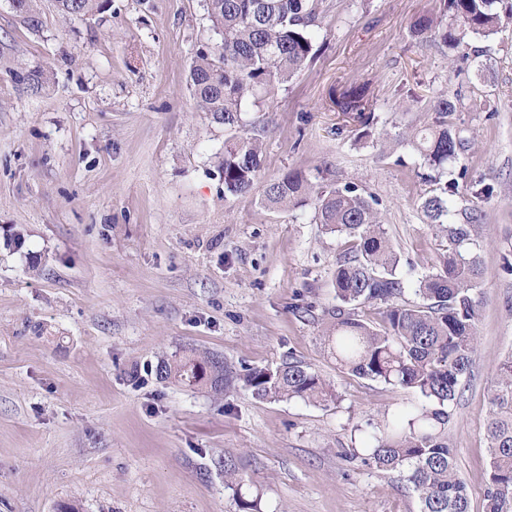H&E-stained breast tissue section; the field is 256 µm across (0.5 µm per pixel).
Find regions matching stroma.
Wrapping results in <instances>:
<instances>
[{"label": "stroma", "mask_w": 512, "mask_h": 512, "mask_svg": "<svg viewBox=\"0 0 512 512\" xmlns=\"http://www.w3.org/2000/svg\"><path fill=\"white\" fill-rule=\"evenodd\" d=\"M317 3L314 58L243 108L263 131L260 179L301 171L377 199L417 302L413 284L448 242L420 211L434 185L401 134L431 124L436 93L457 95L452 123L472 148L448 168L450 209L483 215V315L447 433L470 512H484L488 401L512 350V22L451 49L412 31L442 18L443 0ZM40 8L34 32L0 0V512H239L227 458L262 512H419L368 449L371 420L420 396L338 369L321 345L346 237L312 207L224 192L215 157L232 132L196 110L188 84L217 39L205 0H110L71 20ZM28 67L50 75L40 95L13 77ZM354 92L374 118L367 138L339 107ZM188 348L236 369L295 357L338 400L160 381L157 364Z\"/></svg>", "instance_id": "1"}]
</instances>
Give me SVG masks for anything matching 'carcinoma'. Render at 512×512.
I'll return each mask as SVG.
<instances>
[{
  "instance_id": "obj_1",
  "label": "carcinoma",
  "mask_w": 512,
  "mask_h": 512,
  "mask_svg": "<svg viewBox=\"0 0 512 512\" xmlns=\"http://www.w3.org/2000/svg\"><path fill=\"white\" fill-rule=\"evenodd\" d=\"M64 18L102 12L108 0H52ZM500 0H444L453 25L431 18L416 23L420 34L438 30L446 46L460 44V34L490 36L502 17ZM13 8L32 30L41 28L38 0H12ZM219 41L197 51L189 70L190 88L199 111L220 125L244 127L243 104L258 88L274 89L290 81L313 57L306 32L312 20L310 0H206ZM17 81L39 92L46 77L40 69L16 72ZM457 99L440 93L430 100L434 121L406 133L428 168L440 173L469 151V143L453 130L449 118ZM224 193L250 194L263 165L262 142L247 132L224 142L217 156ZM450 180L422 197L421 211L432 224L445 226L448 249L436 271L417 280L423 302L402 300L405 280L396 273L399 257L381 224L375 199L353 186L324 191L301 172H287L268 181L260 204L268 209L314 205V221L329 233L344 235L352 247L336 258L332 276L336 301L333 322L324 330V347L336 365L356 377L414 389L423 404L395 415L384 412L375 424L370 448L375 466L399 471L417 493L419 512H469L468 492L459 478L446 425L465 382L471 377L478 346L477 327L483 308L478 292L481 267L470 253L482 215L471 212L465 223L448 222ZM386 305L384 329L361 318L356 307ZM159 379L220 393L236 381L258 399L299 398L334 403L329 381L302 361L289 357L274 368L244 367L233 371L214 354L178 353L156 368ZM489 484L485 512H512V352L497 369L485 427ZM224 484L236 498L239 512H259V497L238 473L223 462Z\"/></svg>"
}]
</instances>
